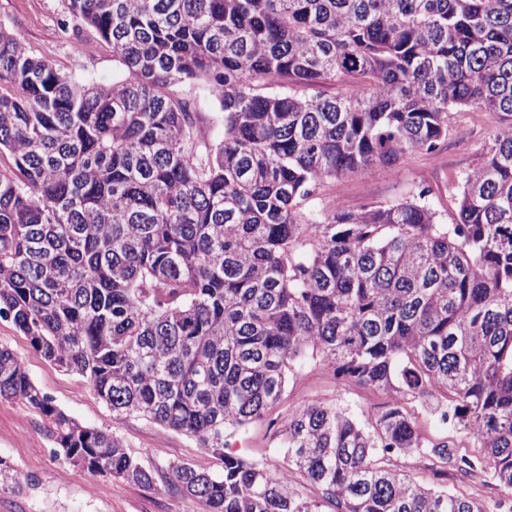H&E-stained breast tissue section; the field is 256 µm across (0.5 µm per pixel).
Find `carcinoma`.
<instances>
[{
    "label": "carcinoma",
    "mask_w": 512,
    "mask_h": 512,
    "mask_svg": "<svg viewBox=\"0 0 512 512\" xmlns=\"http://www.w3.org/2000/svg\"><path fill=\"white\" fill-rule=\"evenodd\" d=\"M64 3L123 71L74 82L0 23V318L112 413L195 439L217 468L157 480L5 347L0 397L48 418L55 456L178 487L202 512H486L390 467L409 456L489 478L512 512V0ZM338 81L366 92L312 93ZM191 84L223 113L218 142ZM467 107L506 126L455 223L421 197L305 210L327 180L435 148ZM308 357L388 401L365 421L299 404L277 433L285 479L228 438ZM415 405L477 453L423 436ZM22 489L0 456V491Z\"/></svg>",
    "instance_id": "obj_1"
}]
</instances>
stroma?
I'll list each match as a JSON object with an SVG mask.
<instances>
[{
    "label": "stroma",
    "mask_w": 512,
    "mask_h": 512,
    "mask_svg": "<svg viewBox=\"0 0 512 512\" xmlns=\"http://www.w3.org/2000/svg\"><path fill=\"white\" fill-rule=\"evenodd\" d=\"M0 23L22 34L29 54L52 60L76 82L107 84L120 72L111 49L93 33H84L82 41L74 40V22L63 0H0ZM499 126L494 114L481 109L451 112L448 139L438 148L411 153L391 167L326 182L306 207L319 211L336 202L357 209L421 195L446 223H453L462 179L481 164ZM0 347L20 358L35 385L65 413L82 425L117 435L126 452L156 476H164L172 462L214 468L211 453L193 439L140 418L113 415L83 378L45 360L7 319H0ZM385 400L383 394L342 382L330 368L311 359L290 376L282 399L268 415L239 430L230 444L234 453L274 470L283 464L276 430L300 403L335 401L366 418ZM49 426L47 418L25 408L20 400L0 398V456L9 458L32 481L21 492L0 493V512H199L197 502L180 491L157 494L132 482L90 475L56 458L48 450ZM396 464L422 486H444L457 495L480 500L487 512H500L503 494L499 487L477 479L462 480L452 472L435 475L412 456L397 459Z\"/></svg>",
    "instance_id": "obj_1"
}]
</instances>
